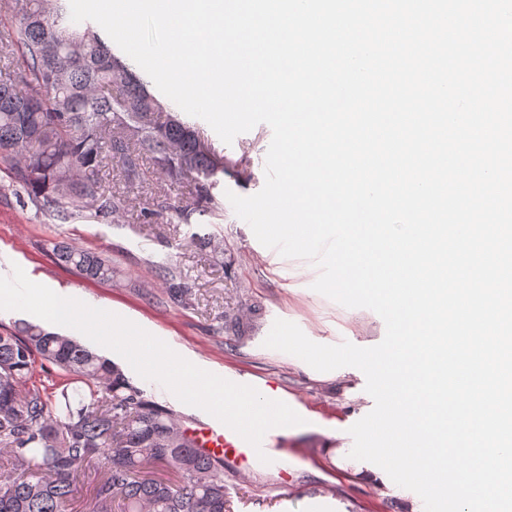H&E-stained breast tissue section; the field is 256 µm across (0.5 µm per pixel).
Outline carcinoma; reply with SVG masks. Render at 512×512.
Returning <instances> with one entry per match:
<instances>
[{
	"instance_id": "carcinoma-1",
	"label": "carcinoma",
	"mask_w": 512,
	"mask_h": 512,
	"mask_svg": "<svg viewBox=\"0 0 512 512\" xmlns=\"http://www.w3.org/2000/svg\"><path fill=\"white\" fill-rule=\"evenodd\" d=\"M0 162L30 201L60 219L93 205L124 207L100 177L109 161L126 180L149 159L171 183H189L200 212L222 208L213 190L224 162L204 151L197 128L169 112L136 67L87 23L70 19L67 0H26L0 27ZM90 279L112 280V264L72 244L54 252ZM169 301L187 303L181 276L159 268ZM41 358L75 377L58 391L32 381ZM0 512H73L75 481L91 488L89 512H225L217 455L197 451L179 418L148 399L124 371L77 339L20 322L0 332Z\"/></svg>"
}]
</instances>
